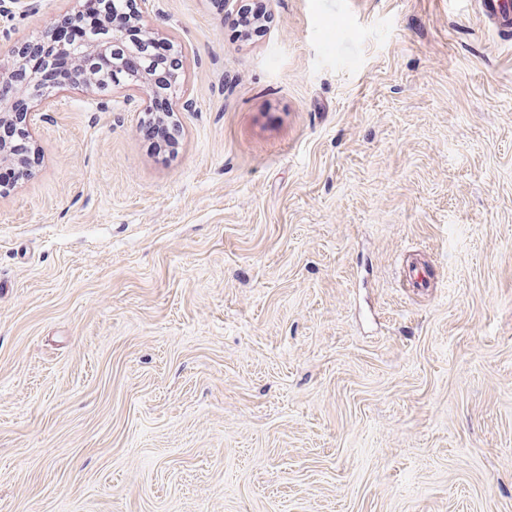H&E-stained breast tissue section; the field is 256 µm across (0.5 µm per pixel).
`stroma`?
<instances>
[{
  "mask_svg": "<svg viewBox=\"0 0 512 512\" xmlns=\"http://www.w3.org/2000/svg\"><path fill=\"white\" fill-rule=\"evenodd\" d=\"M144 0L177 151L53 94L0 193V512H512V46L470 0ZM76 0H20L0 55ZM428 287H414V264ZM242 0H225L224 11H237L241 5ZM265 7L261 0L247 1L244 5L234 14H227L224 16L229 27L237 34L238 37L250 39L256 32L255 25L256 16L264 13ZM254 31V33H252Z\"/></svg>",
  "mask_w": 512,
  "mask_h": 512,
  "instance_id": "35a3bbf8",
  "label": "stroma"
}]
</instances>
